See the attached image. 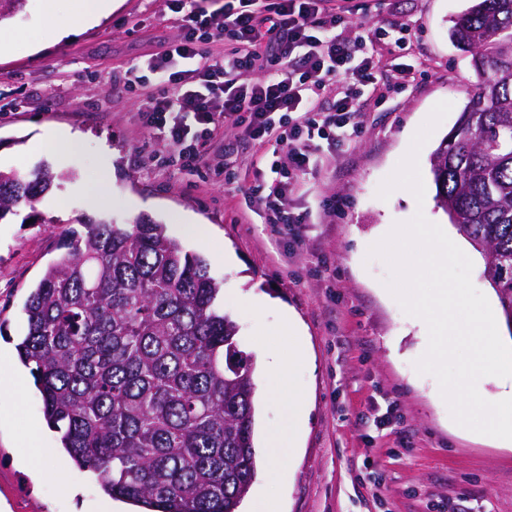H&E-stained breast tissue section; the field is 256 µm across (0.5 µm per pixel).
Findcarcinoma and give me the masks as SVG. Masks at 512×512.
<instances>
[{"label": "carcinoma", "mask_w": 512, "mask_h": 512, "mask_svg": "<svg viewBox=\"0 0 512 512\" xmlns=\"http://www.w3.org/2000/svg\"><path fill=\"white\" fill-rule=\"evenodd\" d=\"M27 0H0V22ZM450 37L477 81L429 163L436 207L512 313V0H470ZM70 178L0 169V219ZM31 288L17 344L71 464L146 512H239L255 478L253 362L222 282L165 224L80 216Z\"/></svg>", "instance_id": "carcinoma-1"}]
</instances>
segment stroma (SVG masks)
<instances>
[{
    "label": "stroma",
    "mask_w": 512,
    "mask_h": 512,
    "mask_svg": "<svg viewBox=\"0 0 512 512\" xmlns=\"http://www.w3.org/2000/svg\"><path fill=\"white\" fill-rule=\"evenodd\" d=\"M351 19L348 37L360 27L390 28L400 18L414 21L407 48L394 39L380 45L381 65L392 72L401 63L423 62L427 73L404 93L388 97L386 85L368 91L360 104L361 133L351 145L323 148V163L302 175V191L288 200L295 210L311 209V224H269L246 205L253 164L264 154L226 121L212 141L225 148L232 184H205L188 170L163 162L145 147L150 135L137 112L141 96L117 82V75L178 38L171 0H122L99 24L55 40L40 0H27L10 26L23 41L0 54V168L27 172L42 162L33 140L41 129L63 126L78 138L65 168L72 179L54 188L62 207L45 205L51 216L29 221V208L0 219V380L17 376L25 394L0 424V512H109L110 497L96 480L72 466L39 479L24 469L34 448L45 458L61 453L57 433L44 428L38 391L19 365L14 344L24 331L22 307L30 288L62 253L79 215L99 214L119 224L148 216L166 225L184 250L203 256L223 283L224 309L239 326L240 348L251 356L255 383H262V347L287 351L280 330L281 308L299 320L309 349L293 383L309 409L307 427L289 462L271 483L255 478L241 512H257L261 501L276 512H512V446L491 436L457 429L438 382L414 363L419 334L385 286L386 261L369 256L384 224L410 220L416 211L443 225L471 259V280L489 301L499 302L483 277L484 259L436 208L429 156L454 127L475 82L468 55L448 38L452 17L466 0H365ZM41 43L29 52L28 42ZM452 109L419 152L425 195L416 201L407 189L388 199L377 195L395 170L433 106ZM112 173L109 206L92 210L87 192L102 170ZM204 224L202 239L188 224ZM233 263H225V255ZM328 268H320V259ZM269 301L257 309L256 298ZM255 445L265 456V437L285 418L284 395L272 389L256 398ZM390 413L378 428L375 415ZM43 427L37 446L18 430Z\"/></svg>",
    "instance_id": "obj_1"
}]
</instances>
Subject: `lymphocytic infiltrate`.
<instances>
[{
  "label": "lymphocytic infiltrate",
  "mask_w": 512,
  "mask_h": 512,
  "mask_svg": "<svg viewBox=\"0 0 512 512\" xmlns=\"http://www.w3.org/2000/svg\"><path fill=\"white\" fill-rule=\"evenodd\" d=\"M355 0H225L207 12L199 0H173L182 35L125 70V85L150 84L139 116L153 141L182 168L208 170L216 131L236 118L247 138L287 147L295 172L316 169L323 144L342 146L359 134L358 103L379 83V32L365 30L354 54L343 33L358 13ZM231 38L229 52L205 50ZM335 89L329 107L321 92ZM255 170L248 206L269 224H306L309 212L289 211L295 182L266 181Z\"/></svg>",
  "instance_id": "1"
}]
</instances>
